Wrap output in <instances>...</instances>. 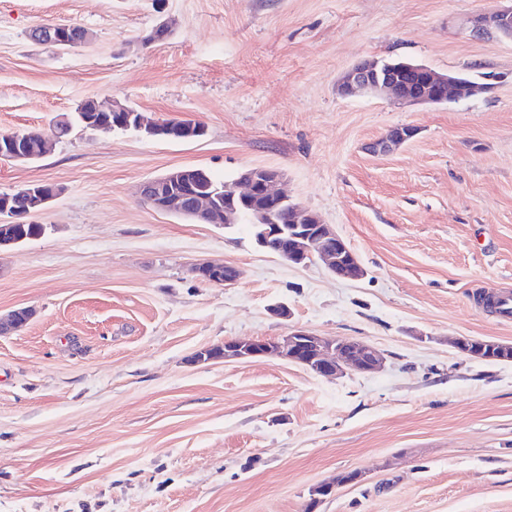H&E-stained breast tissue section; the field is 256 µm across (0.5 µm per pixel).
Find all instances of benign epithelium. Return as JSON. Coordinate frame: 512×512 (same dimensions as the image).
Segmentation results:
<instances>
[{
    "instance_id": "obj_1",
    "label": "benign epithelium",
    "mask_w": 512,
    "mask_h": 512,
    "mask_svg": "<svg viewBox=\"0 0 512 512\" xmlns=\"http://www.w3.org/2000/svg\"><path fill=\"white\" fill-rule=\"evenodd\" d=\"M512 28V8L499 9L477 17L472 25L476 36L501 33ZM41 41L59 48L68 49L88 41V33L82 31L74 37V27L48 25ZM344 96L361 92L389 91L401 99L413 103H438L458 100L470 96L475 85L450 74H440L418 64L404 65L400 70L386 69L379 62H363L350 69L339 85ZM127 119L125 126L153 137L158 132V123L146 122L138 112L127 105L112 102L103 108ZM206 135V127L196 122H173L165 126L164 139L170 141H194ZM415 135L409 126L396 128V132L371 143L367 150L373 154H387L402 146ZM41 145L36 147L29 139L15 134L0 135V157L13 161L39 159L49 153L53 137L40 135ZM202 168H177L163 176L142 184L141 195L158 209L167 210L165 199L179 195L186 204L173 210L182 217L207 224H232L238 217L234 199H256L262 202L261 223L253 225V234L259 247L269 249L279 246V255L295 266H304L319 260L336 277L358 281L365 277L366 270L347 243L317 220L306 221L310 211L297 205L296 217L288 224L278 219V212L290 199L277 193L273 184L279 179L277 171L256 167L244 170L239 181L245 191L231 188L225 197L216 195L206 182ZM62 189L51 184L35 183L28 186L25 209L31 215L45 207L60 195ZM198 277L206 282L232 285L237 281L238 270L227 263L207 262L195 268ZM31 317L27 311H12L0 314V335L9 333ZM222 358L226 361L253 360L256 358H279L298 364L307 371L331 379L347 372L367 373L380 370L384 364L382 352L375 346L354 338L329 339L313 335L305 330L294 329L280 340H226L224 347L206 348L198 351L197 362Z\"/></svg>"
}]
</instances>
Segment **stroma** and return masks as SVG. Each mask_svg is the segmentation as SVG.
<instances>
[{
  "label": "stroma",
  "mask_w": 512,
  "mask_h": 512,
  "mask_svg": "<svg viewBox=\"0 0 512 512\" xmlns=\"http://www.w3.org/2000/svg\"><path fill=\"white\" fill-rule=\"evenodd\" d=\"M511 5L0 0V135L71 123L41 159L0 158V192L62 189L33 217L40 236L0 250V312L32 313L0 336V512H304L328 482L316 512H512V361L453 345L512 344V320L481 303L512 291V39L471 32ZM162 23L168 36L147 41ZM45 24L91 39L42 44ZM367 59L484 89L443 104L342 96ZM88 98L206 134L95 132L74 120ZM400 126L415 136L368 153ZM258 166L346 240L363 279L138 193L178 167L230 183ZM205 262L238 280L198 279ZM295 328L366 341L385 364L324 379L280 359L192 360ZM165 135L161 139L170 141H194L203 138L206 127L196 122H173L165 124ZM195 273L200 279L206 282L220 285L224 284V286L234 284L238 278V270L236 267L227 263H203L195 268Z\"/></svg>",
  "instance_id": "1"
}]
</instances>
